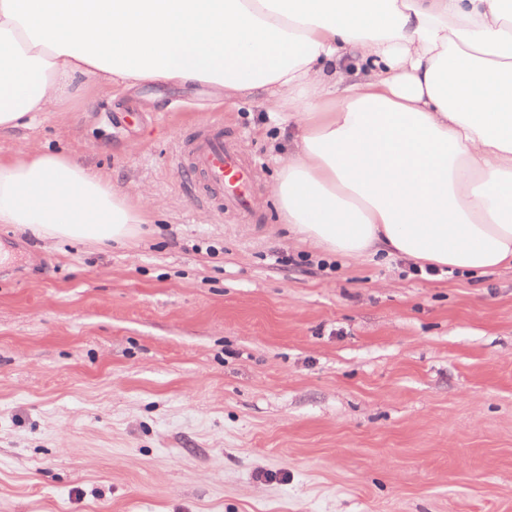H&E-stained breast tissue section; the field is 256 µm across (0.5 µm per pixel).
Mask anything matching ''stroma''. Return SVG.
I'll list each match as a JSON object with an SVG mask.
<instances>
[{
    "instance_id": "1",
    "label": "stroma",
    "mask_w": 512,
    "mask_h": 512,
    "mask_svg": "<svg viewBox=\"0 0 512 512\" xmlns=\"http://www.w3.org/2000/svg\"><path fill=\"white\" fill-rule=\"evenodd\" d=\"M215 114L250 213L192 199ZM291 140L256 98L84 79L0 133L158 204L123 248L0 226V512H512V271L297 242L270 193Z\"/></svg>"
}]
</instances>
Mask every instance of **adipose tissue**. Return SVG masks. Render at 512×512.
I'll return each mask as SVG.
<instances>
[{
	"label": "adipose tissue",
	"instance_id": "adipose-tissue-1",
	"mask_svg": "<svg viewBox=\"0 0 512 512\" xmlns=\"http://www.w3.org/2000/svg\"><path fill=\"white\" fill-rule=\"evenodd\" d=\"M206 83L294 125L270 192L329 255L512 269V0H0V132L76 80ZM157 204L77 158L0 156V224L125 243Z\"/></svg>",
	"mask_w": 512,
	"mask_h": 512
}]
</instances>
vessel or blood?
<instances>
[{
  "label": "vessel or blood",
  "mask_w": 512,
  "mask_h": 512,
  "mask_svg": "<svg viewBox=\"0 0 512 512\" xmlns=\"http://www.w3.org/2000/svg\"><path fill=\"white\" fill-rule=\"evenodd\" d=\"M186 154L191 169L206 180L221 207L235 212L250 211L248 188L255 170L241 162L233 142L225 139L221 121L211 122L205 132L189 139Z\"/></svg>",
  "instance_id": "vessel-or-blood-1"
}]
</instances>
